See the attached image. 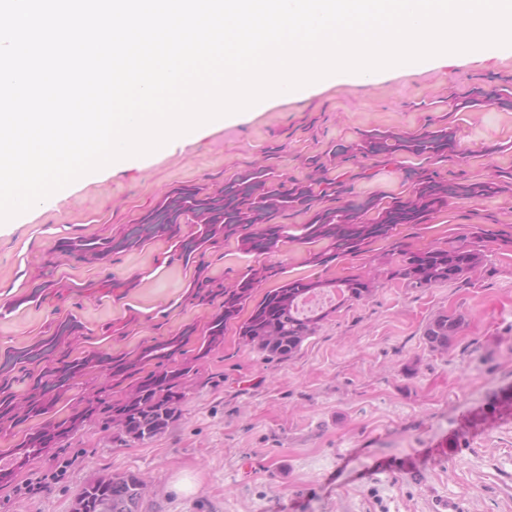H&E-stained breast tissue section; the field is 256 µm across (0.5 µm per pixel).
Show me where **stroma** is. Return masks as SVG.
<instances>
[{"instance_id": "1", "label": "stroma", "mask_w": 512, "mask_h": 512, "mask_svg": "<svg viewBox=\"0 0 512 512\" xmlns=\"http://www.w3.org/2000/svg\"><path fill=\"white\" fill-rule=\"evenodd\" d=\"M507 87L512 46L441 54L371 82H329L79 181L50 205L0 223V358L49 338L70 317L83 329L56 354L71 359L128 357L185 327L203 329L223 298L199 287L202 276L229 286L249 268L275 266L258 299L294 278L378 281L369 298L338 306L292 359L265 360L233 324L205 358L186 345L193 370L182 415L166 432L125 442L103 420L84 423L0 486V512H71L87 481L126 471L149 483L140 512H512V111L448 107L473 89ZM444 125L456 132L449 159L385 162L350 151L376 129ZM259 165L288 180L338 178L352 195L386 201L407 197L420 172L492 179L504 190L453 201L426 223L324 266L296 243L257 256L221 240L186 257L156 238L102 262L59 249L68 238L119 233L175 187L219 188ZM460 240L484 246L468 278L418 289L389 277L396 247ZM440 313L464 324L448 350L434 351L422 333ZM125 392L94 370L51 416Z\"/></svg>"}]
</instances>
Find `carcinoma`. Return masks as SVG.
Instances as JSON below:
<instances>
[{
	"label": "carcinoma",
	"mask_w": 512,
	"mask_h": 512,
	"mask_svg": "<svg viewBox=\"0 0 512 512\" xmlns=\"http://www.w3.org/2000/svg\"><path fill=\"white\" fill-rule=\"evenodd\" d=\"M512 102V88H500L490 94L475 91L464 100H453L456 110L473 108L484 100ZM365 157L416 156L447 159L457 152L455 131L448 126L436 127L416 135L390 130H374L356 145ZM504 191L495 181H443L423 175L414 182L410 195L388 203L370 195L346 200L337 207H320L318 201L328 196H345L349 189L342 180L309 177L285 184L268 169L257 166L239 172L224 187L210 190L200 186L177 187L160 199L137 221L139 231L123 230L105 238H74L60 245L62 251L80 260L108 259L112 253L131 251L152 239L176 240V246L189 257L221 240L236 239L246 253L272 255L288 242L319 244L320 250L309 253V262L326 265L339 257L356 255L370 244L394 236L401 225L423 224L429 216L453 200L488 198ZM288 211L310 214L305 224L292 229L276 219ZM193 230L182 235V225ZM482 261L481 249L473 242L460 241L448 247L398 252L390 278L409 288H429L467 277ZM275 275L270 266L250 268L236 284L223 288L224 303L201 332L196 359H202L224 343L227 325L237 320L253 300L255 288ZM376 288L371 278L336 280L290 279L264 294L253 305L249 316L238 324V336L268 360H287L300 351L303 343L316 334L327 311L305 312L303 302L318 293L336 294L341 302L359 301ZM463 325L460 316L438 314L425 326L423 337L434 350H446ZM82 324L70 317L60 321L53 335L39 343L9 353L1 371L19 369L42 361L72 336L79 335ZM197 329L184 328L180 333L143 348L134 358L104 357L89 353L59 365L46 367L35 378L33 392L25 406H17L12 396L0 390V431H6L21 417H39L50 413L70 382L89 370L107 367L112 380L121 383L144 366L155 368L140 378L130 392L111 404L90 401L80 411L62 422H47L27 434L17 445L16 457L28 461L62 442L84 422L104 416L108 424L121 421L128 441L144 442L165 432L181 417L185 400V379L192 371L189 363L177 362L184 347ZM146 482L134 472L106 474L99 483H85L76 494L72 512H100L99 504L107 500L111 512H139Z\"/></svg>",
	"instance_id": "carcinoma-1"
}]
</instances>
